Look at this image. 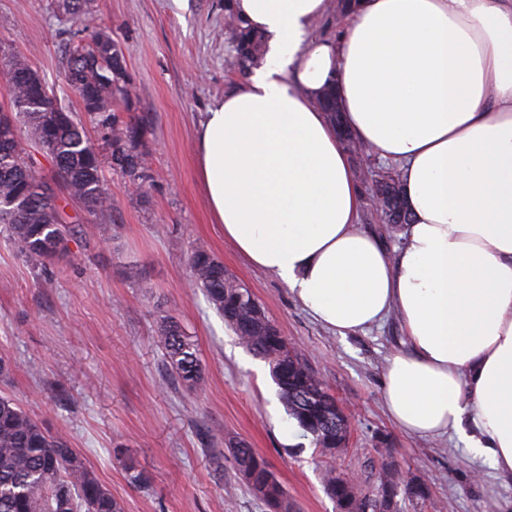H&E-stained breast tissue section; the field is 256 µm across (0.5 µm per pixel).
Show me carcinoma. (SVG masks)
Instances as JSON below:
<instances>
[{
    "instance_id": "obj_1",
    "label": "carcinoma",
    "mask_w": 512,
    "mask_h": 512,
    "mask_svg": "<svg viewBox=\"0 0 512 512\" xmlns=\"http://www.w3.org/2000/svg\"><path fill=\"white\" fill-rule=\"evenodd\" d=\"M93 0H57L70 24L76 44L64 50V81L84 103L90 123L102 134L96 145L76 113L57 96H42L44 79L10 45L0 41V75L8 84L5 99L13 112L0 113V226L17 250L34 266L62 257L69 240L80 233L67 223L66 206L82 205L94 215L112 209L104 188L103 169L119 172L144 187L152 181L146 162L147 115H123L129 110L133 85L120 45L105 29L87 26ZM235 32V54L229 65L242 75L263 58L262 36L242 27L228 14ZM24 135H19V129ZM53 164L63 194L37 170L31 151ZM190 286L204 292L209 305L224 318L240 343L268 362L278 396L293 419L321 454L334 453L338 432L333 423L336 397L281 335L258 299L240 300L249 292L224 263L205 249L188 257ZM170 376L188 391L204 379L197 343L184 326L169 315L158 327ZM240 480L270 512H290L288 497L267 460L246 443L231 446ZM134 489L149 486L148 476L134 466L124 470ZM322 486L338 512H392L395 472L379 474L376 494H358L354 478L324 465ZM0 512H123L72 448L67 434L50 433L13 397L0 394Z\"/></svg>"
}]
</instances>
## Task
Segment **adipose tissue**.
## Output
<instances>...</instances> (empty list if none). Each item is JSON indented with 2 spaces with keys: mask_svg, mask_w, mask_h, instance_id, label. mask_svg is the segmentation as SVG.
Listing matches in <instances>:
<instances>
[{
  "mask_svg": "<svg viewBox=\"0 0 512 512\" xmlns=\"http://www.w3.org/2000/svg\"><path fill=\"white\" fill-rule=\"evenodd\" d=\"M232 5L266 54L199 125L212 223L323 327L396 316L391 420L512 476V0H359L335 40L311 29L332 0ZM332 78L355 140L399 172L394 249L356 227L362 195L318 106Z\"/></svg>",
  "mask_w": 512,
  "mask_h": 512,
  "instance_id": "ef3b65f1",
  "label": "adipose tissue"
}]
</instances>
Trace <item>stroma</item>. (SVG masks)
Returning <instances> with one entry per match:
<instances>
[{"label":"stroma","instance_id":"1","mask_svg":"<svg viewBox=\"0 0 512 512\" xmlns=\"http://www.w3.org/2000/svg\"><path fill=\"white\" fill-rule=\"evenodd\" d=\"M228 2L94 0L91 25L110 27L125 54L131 110L152 119L153 182L144 192L106 171L111 212L67 207L68 222L83 234L58 263L34 267L0 236V352L12 362L0 391L48 431L67 433L125 512H268L238 480L232 455L219 465L212 459L210 446L229 439L268 460L293 512H337L323 491L319 457L281 404L267 362L188 288V255L202 247L263 303L345 407L349 444L332 463L357 478L361 493H374L379 472L391 469L428 488L423 498L400 491L396 512H512L511 477L472 459L458 440L409 435L389 418L385 369L405 347L396 318L344 336L327 330L279 279L247 265L212 223L199 184L197 128L214 101L246 81L228 67ZM0 39L61 86L70 33L54 0H0ZM377 165L371 156L350 157L363 196L358 226L391 250L399 238L387 231L364 177ZM169 314L194 336L207 365L197 391L165 378L156 330ZM129 462L149 476L148 489L127 484Z\"/></svg>","mask_w":512,"mask_h":512}]
</instances>
